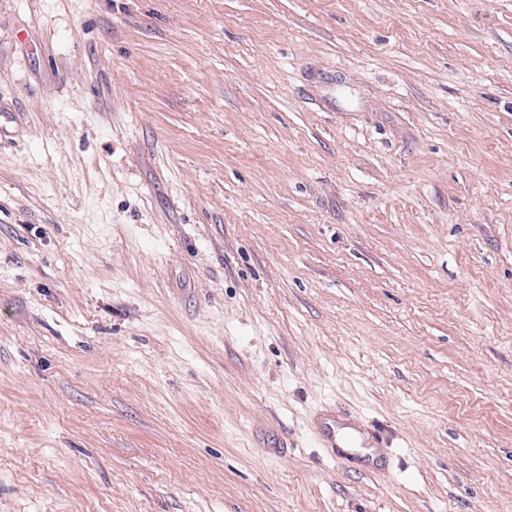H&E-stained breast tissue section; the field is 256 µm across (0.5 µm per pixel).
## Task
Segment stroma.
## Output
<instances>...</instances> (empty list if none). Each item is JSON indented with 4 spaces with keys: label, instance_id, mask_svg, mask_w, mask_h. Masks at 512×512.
Returning <instances> with one entry per match:
<instances>
[{
    "label": "stroma",
    "instance_id": "stroma-1",
    "mask_svg": "<svg viewBox=\"0 0 512 512\" xmlns=\"http://www.w3.org/2000/svg\"><path fill=\"white\" fill-rule=\"evenodd\" d=\"M0 512H512V0H0ZM324 437L326 448H353L358 436H363V429H354L357 434L354 433H341L337 430L336 433V420H332L326 423Z\"/></svg>",
    "mask_w": 512,
    "mask_h": 512
}]
</instances>
